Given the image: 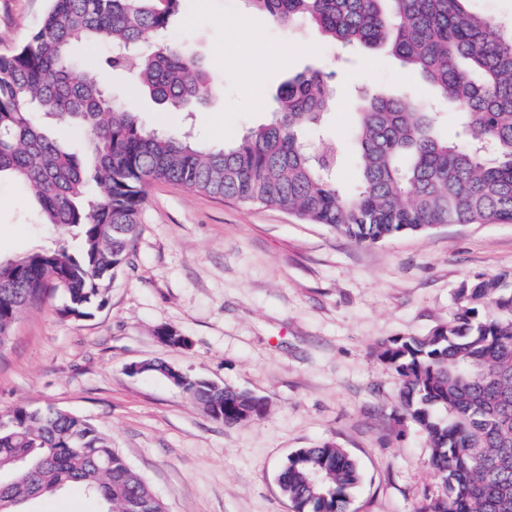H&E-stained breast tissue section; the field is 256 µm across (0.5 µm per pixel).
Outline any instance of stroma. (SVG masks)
Listing matches in <instances>:
<instances>
[{"instance_id":"stroma-1","label":"stroma","mask_w":512,"mask_h":512,"mask_svg":"<svg viewBox=\"0 0 512 512\" xmlns=\"http://www.w3.org/2000/svg\"><path fill=\"white\" fill-rule=\"evenodd\" d=\"M47 5L0 0V54L26 40ZM171 37L202 61L210 95L190 113L165 112L137 93L131 70L111 71L107 87L144 127L177 133L189 123L217 149L269 120L288 76L330 72L325 132L346 147L337 179L347 187L356 179L347 148L356 91L435 98L389 52L340 51L316 28L279 27L243 0H184ZM56 244L73 251L80 241L42 223L25 186L0 179V261ZM500 274L512 277V222L443 224L358 245L277 206L158 181L102 308L62 316L55 291L20 315L0 349V415L52 406L89 419L166 512H292L279 467L323 443L361 466L351 512H415L436 489L431 450L417 426L394 424L398 377L378 348L448 322L463 283ZM164 329L190 347L163 343ZM148 359L247 390L267 412L225 425L169 382L129 373Z\"/></svg>"}]
</instances>
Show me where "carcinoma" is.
I'll return each mask as SVG.
<instances>
[{
	"mask_svg": "<svg viewBox=\"0 0 512 512\" xmlns=\"http://www.w3.org/2000/svg\"><path fill=\"white\" fill-rule=\"evenodd\" d=\"M278 26H316L343 48H386L431 85L461 121L411 94L362 92L352 143L357 181L335 178L339 148L320 142L332 74L298 73L280 87L269 122L214 150L192 133L148 130L95 71L75 75L71 44L109 43L110 69L136 64L135 81L158 104L182 111L209 96L200 60L169 40L182 0H49L39 27L0 55V177L24 183L42 220L82 240L78 254L42 249L0 262V347L19 314L49 290L64 317L105 304L128 264L147 187L182 185L213 197L275 205L358 244L441 224L512 221V25L470 12L467 0H246ZM89 133L88 159L65 150L40 117ZM100 193L86 192L88 179ZM465 305L424 336L389 340L379 358L398 376L396 421L422 430L437 494L416 512H512V286L478 278ZM180 388L234 424L265 413L231 385L183 375ZM361 482L343 448H299L278 483L295 512H347ZM71 487L102 512H165L164 504L90 421L61 409L0 416V512Z\"/></svg>",
	"mask_w": 512,
	"mask_h": 512,
	"instance_id": "obj_1",
	"label": "carcinoma"
}]
</instances>
